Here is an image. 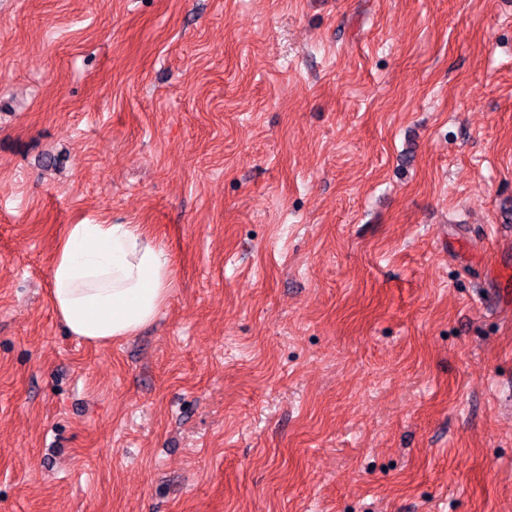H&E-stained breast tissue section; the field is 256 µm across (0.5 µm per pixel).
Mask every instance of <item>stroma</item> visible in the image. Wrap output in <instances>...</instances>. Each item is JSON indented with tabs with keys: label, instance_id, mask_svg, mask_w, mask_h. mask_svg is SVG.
I'll return each instance as SVG.
<instances>
[{
	"label": "stroma",
	"instance_id": "1",
	"mask_svg": "<svg viewBox=\"0 0 512 512\" xmlns=\"http://www.w3.org/2000/svg\"><path fill=\"white\" fill-rule=\"evenodd\" d=\"M146 224L157 320L52 310ZM512 0H0V512H512ZM173 269L146 224H69L49 267L51 305L84 341L133 336L160 314Z\"/></svg>",
	"mask_w": 512,
	"mask_h": 512
}]
</instances>
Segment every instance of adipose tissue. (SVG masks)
Returning <instances> with one entry per match:
<instances>
[{
    "mask_svg": "<svg viewBox=\"0 0 512 512\" xmlns=\"http://www.w3.org/2000/svg\"><path fill=\"white\" fill-rule=\"evenodd\" d=\"M173 269L170 251L147 225L70 224L49 267L51 305L84 341L131 336L160 314Z\"/></svg>",
    "mask_w": 512,
    "mask_h": 512,
    "instance_id": "obj_1",
    "label": "adipose tissue"
}]
</instances>
